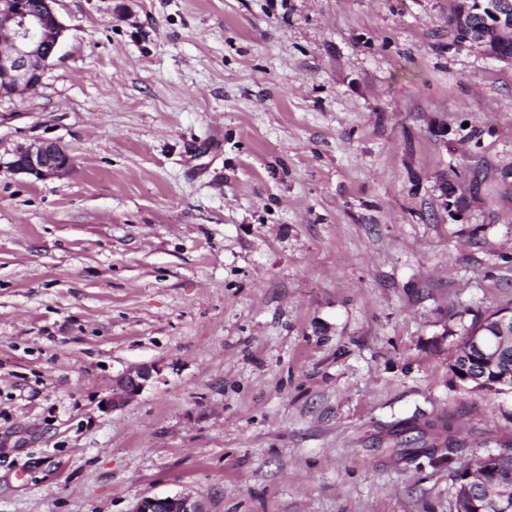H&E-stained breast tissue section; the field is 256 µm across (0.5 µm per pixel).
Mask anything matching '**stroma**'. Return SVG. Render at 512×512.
<instances>
[{
	"label": "stroma",
	"instance_id": "stroma-1",
	"mask_svg": "<svg viewBox=\"0 0 512 512\" xmlns=\"http://www.w3.org/2000/svg\"><path fill=\"white\" fill-rule=\"evenodd\" d=\"M456 2L57 0L0 97V512H454L512 441V394L449 369L512 308V64ZM45 140L67 173L7 169ZM436 418L461 447L397 460ZM154 373L157 371L152 365H142L116 378L112 394L104 399V406L112 411L124 407L154 379ZM132 512H208V509L201 499L180 493L165 497H142Z\"/></svg>",
	"mask_w": 512,
	"mask_h": 512
}]
</instances>
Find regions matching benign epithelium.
Wrapping results in <instances>:
<instances>
[{
  "label": "benign epithelium",
  "instance_id": "1",
  "mask_svg": "<svg viewBox=\"0 0 512 512\" xmlns=\"http://www.w3.org/2000/svg\"><path fill=\"white\" fill-rule=\"evenodd\" d=\"M56 2L42 0L39 8L32 9L27 0H0V97L22 96L42 83L66 31L55 10ZM487 11L493 20L487 22L479 40L480 48L494 60L512 63V53L493 48L500 35L512 28V4L497 0L487 6ZM72 164V157L61 144L43 141L18 148L8 168L15 175L47 180L68 171ZM508 338L512 340V314L502 313L493 335L478 332L466 339L465 344L472 348V367L450 363L453 377L473 390L512 393L509 374L489 373L512 348L506 343ZM154 373L153 366L142 365L116 378L104 406L112 410L124 407L154 379ZM133 512H208V509L202 500L180 493L144 496Z\"/></svg>",
  "mask_w": 512,
  "mask_h": 512
}]
</instances>
